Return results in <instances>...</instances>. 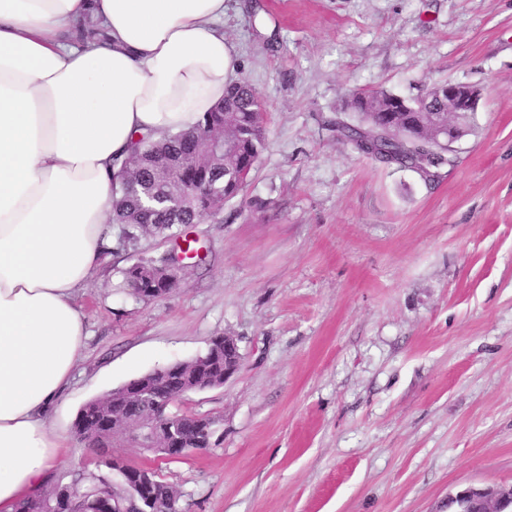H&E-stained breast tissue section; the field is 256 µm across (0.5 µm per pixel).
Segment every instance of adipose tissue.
<instances>
[{
	"instance_id": "ef3b65f1",
	"label": "adipose tissue",
	"mask_w": 512,
	"mask_h": 512,
	"mask_svg": "<svg viewBox=\"0 0 512 512\" xmlns=\"http://www.w3.org/2000/svg\"><path fill=\"white\" fill-rule=\"evenodd\" d=\"M225 0H0V512L41 488L87 339L78 290L109 258L131 144L193 128L236 70ZM100 19L84 46L74 23Z\"/></svg>"
}]
</instances>
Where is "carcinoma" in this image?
Listing matches in <instances>:
<instances>
[{
    "instance_id": "cac0c4a2",
    "label": "carcinoma",
    "mask_w": 512,
    "mask_h": 512,
    "mask_svg": "<svg viewBox=\"0 0 512 512\" xmlns=\"http://www.w3.org/2000/svg\"><path fill=\"white\" fill-rule=\"evenodd\" d=\"M78 41L95 42L106 38L105 30L91 18L79 22L74 29ZM448 96L444 86L434 85L413 98L387 91H360L351 95L350 108L357 112L359 124L340 119L333 123L338 135L364 150L371 145L381 155L380 161L394 163L422 173L447 162L442 146L439 153L425 151L420 143L433 142V128L448 121ZM230 140L233 148L222 156L201 152L204 142L218 136ZM264 106L251 84L235 82L226 89L224 101L204 115L193 130L165 136L160 141L141 139L135 143L132 156L124 164V175L112 191L111 224L118 229L116 242L135 258L123 269V286L141 301L165 296V283L160 263L141 257L139 242L143 238L181 233L180 227L197 224L214 215L224 201L237 196L245 187V179L259 162L265 146ZM184 388L165 379L154 381L151 396L163 402L181 397ZM113 404L112 412L120 413L127 422H137L151 401L126 396L112 403V394L87 401L73 423L74 436L91 441L109 455L106 465L123 479L136 467L123 464L119 456L108 454L116 431L112 417L102 411ZM168 420L178 427L181 437L195 445L199 426L191 413H172ZM149 493L165 508L180 500L179 491L163 481L155 471L149 473ZM64 484L39 489L17 506V512H48L53 497ZM75 496L78 512H105L112 501L122 502L129 512L140 506L136 485L125 483L122 491L91 483L78 487Z\"/></svg>"
}]
</instances>
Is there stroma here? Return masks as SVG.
<instances>
[{"label": "stroma", "mask_w": 512, "mask_h": 512, "mask_svg": "<svg viewBox=\"0 0 512 512\" xmlns=\"http://www.w3.org/2000/svg\"><path fill=\"white\" fill-rule=\"evenodd\" d=\"M237 74L267 108L243 192L191 225L177 288L122 293L113 250L80 293L88 338L67 401L237 338L223 387L177 409L211 448L158 461L183 512H448L512 485V0H226ZM476 85L471 128L431 178L337 137L353 90ZM119 477L71 437L48 484Z\"/></svg>", "instance_id": "1"}]
</instances>
